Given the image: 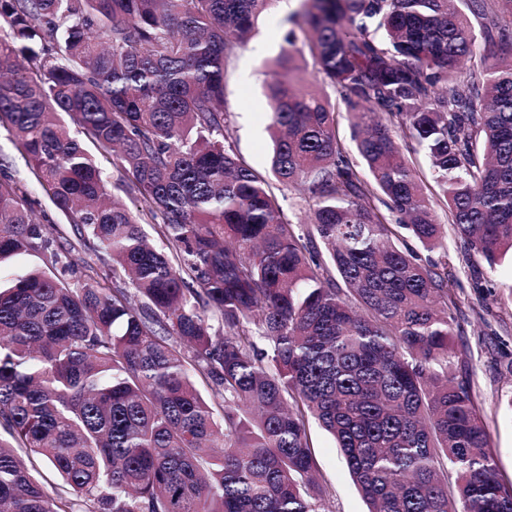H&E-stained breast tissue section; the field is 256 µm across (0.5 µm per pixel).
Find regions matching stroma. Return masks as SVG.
Segmentation results:
<instances>
[{
    "label": "stroma",
    "instance_id": "35a3bbf8",
    "mask_svg": "<svg viewBox=\"0 0 512 512\" xmlns=\"http://www.w3.org/2000/svg\"><path fill=\"white\" fill-rule=\"evenodd\" d=\"M299 0L263 13L227 65L224 80L225 109L237 139L239 155L258 172L268 167L271 143L267 133L269 101L265 96L266 73L276 60L286 29L284 19L299 8ZM0 166L25 187L39 219L49 225L53 239L71 246L98 273H105L109 257L91 237L78 234L75 226L49 201L12 136L0 129ZM400 248L425 260L448 263V293L458 304L453 343L466 349L473 393L483 424L490 434V452L497 476L512 485V261L489 268L483 260L468 267L458 261L459 242L447 233L443 247L426 250L412 236L401 237ZM320 482L333 495L332 512H365L366 505L354 486L335 440L317 423H309Z\"/></svg>",
    "mask_w": 512,
    "mask_h": 512
}]
</instances>
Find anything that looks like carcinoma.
<instances>
[{
    "label": "carcinoma",
    "instance_id": "obj_1",
    "mask_svg": "<svg viewBox=\"0 0 512 512\" xmlns=\"http://www.w3.org/2000/svg\"><path fill=\"white\" fill-rule=\"evenodd\" d=\"M273 2L0 0V24L32 42L0 36V127L113 278L54 246L0 178V260H41L0 277V512H330L311 417L368 512H512L452 345L448 273L395 244L440 245L441 204L463 261L512 255V60L458 71L477 37L512 42V0H301L267 73L269 179L238 154L224 78ZM71 122L119 160L139 214ZM292 189L306 224L282 204ZM145 217L184 264L149 245ZM411 166L413 167L419 181L424 186L426 192L430 195H435L438 191L436 183L428 159L423 153H408Z\"/></svg>",
    "mask_w": 512,
    "mask_h": 512
}]
</instances>
